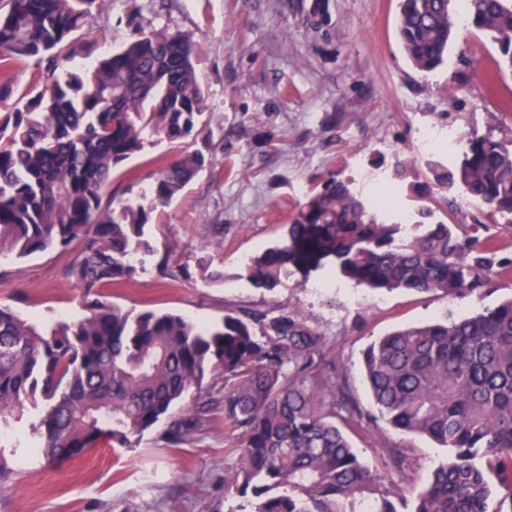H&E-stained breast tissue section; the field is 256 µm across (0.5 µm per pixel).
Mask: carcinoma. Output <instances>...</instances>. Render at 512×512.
Listing matches in <instances>:
<instances>
[{
    "label": "carcinoma",
    "instance_id": "cac0c4a2",
    "mask_svg": "<svg viewBox=\"0 0 512 512\" xmlns=\"http://www.w3.org/2000/svg\"><path fill=\"white\" fill-rule=\"evenodd\" d=\"M105 0H7L0 13V105L14 94L12 65L46 59L42 86L22 107L0 112V259L73 248L67 275L90 295L138 272L153 251L152 213L167 207L206 166L201 152L161 159L152 208L103 202L122 163L156 141L195 135L204 110L198 44L185 33H134L89 67L62 54ZM471 28L488 37L497 65L512 70V0H462ZM451 0H400L398 36L410 64L431 73L448 58L457 25ZM451 167L427 165L432 187L460 189L505 219L512 237V142L460 139ZM413 223L382 198L332 178L298 203L288 234L249 258L247 277L274 288L290 269L322 261L357 285L382 291L481 297L491 276L512 273V252L485 225L439 220L428 205ZM81 317L53 323L0 305V428L38 410L21 452L70 458L106 435L130 447L161 419L178 447L208 422L207 374L224 381V424L238 431L235 476L247 512H512V299L458 320L406 326L363 353L373 411L355 405L328 340L300 312L226 315L203 327L177 313L133 317L99 299ZM195 394L192 405L183 407ZM405 435L424 436L446 458L412 497L396 494L362 461L341 425L372 412ZM389 468L404 477L403 447Z\"/></svg>",
    "mask_w": 512,
    "mask_h": 512
}]
</instances>
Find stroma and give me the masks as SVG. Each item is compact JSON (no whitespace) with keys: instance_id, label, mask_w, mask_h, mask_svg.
<instances>
[{"instance_id":"35a3bbf8","label":"stroma","mask_w":512,"mask_h":512,"mask_svg":"<svg viewBox=\"0 0 512 512\" xmlns=\"http://www.w3.org/2000/svg\"><path fill=\"white\" fill-rule=\"evenodd\" d=\"M152 0L144 29L193 37L201 48L197 78L206 110L183 149L201 151L207 166L169 208L155 212L146 233L154 248L144 269L99 298L138 314L173 312L210 326L225 314H308L332 343L353 402L371 406L362 352L393 328L444 315L457 318L512 296V275L493 278L483 298L451 300L435 293H377L325 269L292 272L273 289L246 278L248 257L282 239L296 205L329 175L366 196L378 194L396 158L414 159L395 199L398 211L420 203L413 186L426 165L456 162L448 143L469 133L512 140V71L497 69L495 46L461 30L447 66L415 70L401 47L399 0ZM128 0H106L74 43L93 40L91 57L112 52L132 35ZM181 147L159 143L121 165L103 191L113 205L151 207L157 160ZM69 253L52 250L0 263L9 282L0 304L26 318L82 315V290L67 275ZM221 270L223 280L211 277ZM166 422L136 447L110 439L69 460L28 457L0 486V512H241L247 499L233 478L238 431L215 408L189 442L165 447ZM361 458L383 469L387 450L404 446L410 469L403 489L420 487L444 449L376 420L350 434Z\"/></svg>"}]
</instances>
